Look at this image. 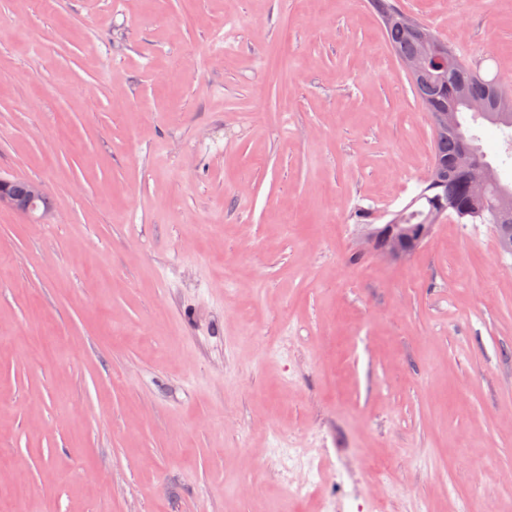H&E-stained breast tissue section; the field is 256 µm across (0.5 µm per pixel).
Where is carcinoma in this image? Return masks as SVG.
<instances>
[{
	"label": "carcinoma",
	"mask_w": 512,
	"mask_h": 512,
	"mask_svg": "<svg viewBox=\"0 0 512 512\" xmlns=\"http://www.w3.org/2000/svg\"><path fill=\"white\" fill-rule=\"evenodd\" d=\"M371 5L380 17L395 56L400 60L421 56L423 46L411 29V25L417 26L419 22L399 10L392 0H371ZM425 65L433 70L434 76L414 86L416 97L428 113H449L450 122L435 130L433 178L421 182L420 191L400 210L401 223L412 227L436 224L440 215L457 224H490L502 249V220L488 202L504 197L512 200V183L502 181L497 168L487 161L477 145L478 137L468 133L464 126V114H471L474 121L480 118L499 127L512 128V91L495 77L485 78L452 49L447 61L429 58ZM463 139L473 153L471 165L457 163ZM477 164L488 169L491 177L481 196L471 188L479 174Z\"/></svg>",
	"instance_id": "carcinoma-1"
}]
</instances>
